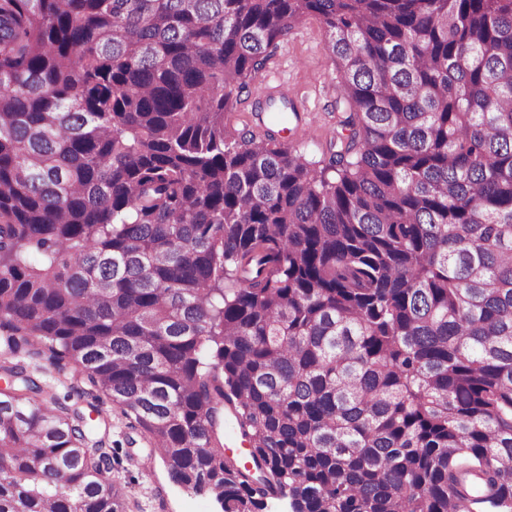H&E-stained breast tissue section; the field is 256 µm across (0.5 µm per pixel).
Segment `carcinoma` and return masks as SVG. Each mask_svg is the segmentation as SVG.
Returning <instances> with one entry per match:
<instances>
[{
	"mask_svg": "<svg viewBox=\"0 0 512 512\" xmlns=\"http://www.w3.org/2000/svg\"><path fill=\"white\" fill-rule=\"evenodd\" d=\"M310 17L317 161L224 123ZM42 357L224 512H512V0H0V512H125ZM37 364L44 369L41 374L42 381L46 383V392L61 400L71 392L72 387L86 386V377L77 368L69 364L60 373L46 360H39Z\"/></svg>",
	"mask_w": 512,
	"mask_h": 512,
	"instance_id": "obj_1",
	"label": "carcinoma"
}]
</instances>
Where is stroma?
<instances>
[{
	"label": "stroma",
	"instance_id": "stroma-1",
	"mask_svg": "<svg viewBox=\"0 0 512 512\" xmlns=\"http://www.w3.org/2000/svg\"><path fill=\"white\" fill-rule=\"evenodd\" d=\"M328 34L316 18L296 26L269 61L262 77L241 95L229 116L235 128L257 139L276 135L319 159L331 140L345 136L346 117L338 99L336 67L327 50ZM287 94L295 107L281 131L258 115L268 100ZM94 433L112 450L109 478L126 494V512H218L216 501L173 484L160 457L151 453L132 420L106 404Z\"/></svg>",
	"mask_w": 512,
	"mask_h": 512
}]
</instances>
